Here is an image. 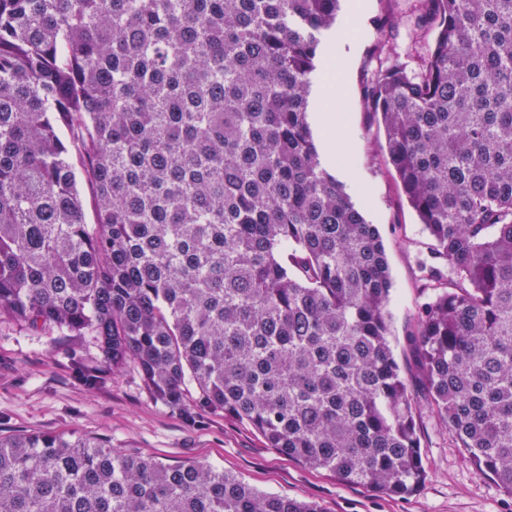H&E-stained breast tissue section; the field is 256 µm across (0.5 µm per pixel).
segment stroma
Wrapping results in <instances>:
<instances>
[{"instance_id":"stroma-1","label":"stroma","mask_w":512,"mask_h":512,"mask_svg":"<svg viewBox=\"0 0 512 512\" xmlns=\"http://www.w3.org/2000/svg\"><path fill=\"white\" fill-rule=\"evenodd\" d=\"M416 0H342L339 20L325 36L335 45L332 63H320L315 81L329 80L342 95L343 120L335 139L347 167L340 181L369 223L378 226L392 277L391 344L412 388L419 370L408 344L418 308L426 300L421 267L430 260L428 237L408 205L383 149L384 129L363 103V87L378 44L399 45L412 68H420L433 30L411 39L407 29L390 31L387 11L413 13ZM73 338L49 330L34 334L0 319V435L71 431L127 455L181 465L205 462L263 491L317 502L324 512H512V497L480 476L454 445L452 434L423 414L420 455L428 472L409 496H392L347 484L266 447L249 427L224 415L192 425L150 399L133 368L105 370L102 387L90 389L72 373L66 348Z\"/></svg>"}]
</instances>
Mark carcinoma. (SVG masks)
Instances as JSON below:
<instances>
[{
    "label": "carcinoma",
    "mask_w": 512,
    "mask_h": 512,
    "mask_svg": "<svg viewBox=\"0 0 512 512\" xmlns=\"http://www.w3.org/2000/svg\"><path fill=\"white\" fill-rule=\"evenodd\" d=\"M341 0H0V315L89 338L88 387L133 367L194 421L228 415L348 484L427 479L389 339L377 225L321 167L308 122ZM415 72L366 81L432 241L410 346L421 390L512 497V0H420ZM91 187L84 223L77 186ZM0 512H322L203 463L74 432L0 437Z\"/></svg>",
    "instance_id": "obj_1"
}]
</instances>
